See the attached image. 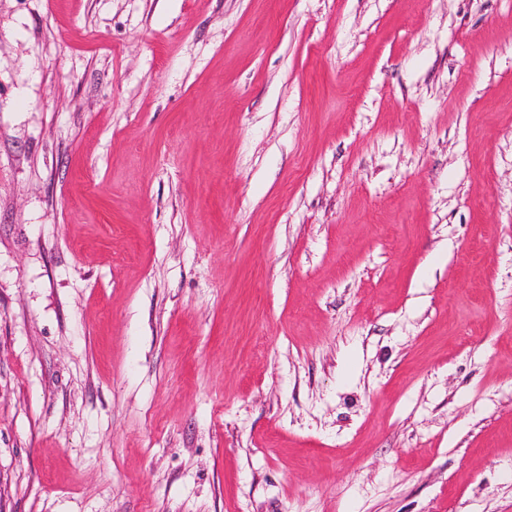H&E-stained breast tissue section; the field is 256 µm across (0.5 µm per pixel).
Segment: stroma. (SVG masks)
<instances>
[{
	"label": "stroma",
	"instance_id": "1",
	"mask_svg": "<svg viewBox=\"0 0 512 512\" xmlns=\"http://www.w3.org/2000/svg\"><path fill=\"white\" fill-rule=\"evenodd\" d=\"M0 512H512V0H0Z\"/></svg>",
	"mask_w": 512,
	"mask_h": 512
}]
</instances>
